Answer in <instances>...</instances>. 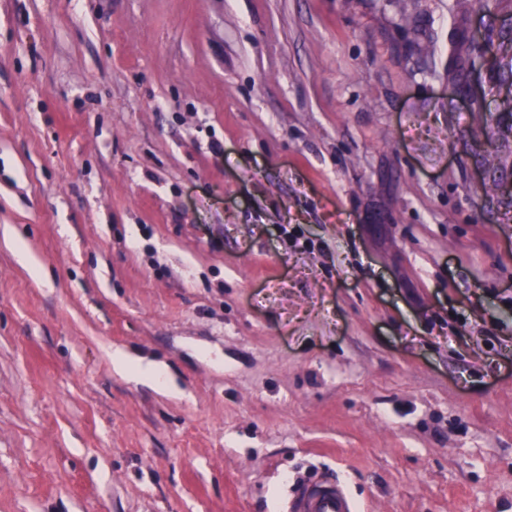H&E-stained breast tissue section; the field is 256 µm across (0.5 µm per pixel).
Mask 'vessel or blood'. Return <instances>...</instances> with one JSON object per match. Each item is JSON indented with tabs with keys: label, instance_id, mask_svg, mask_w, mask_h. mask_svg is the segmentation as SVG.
Here are the masks:
<instances>
[{
	"label": "vessel or blood",
	"instance_id": "vessel-or-blood-1",
	"mask_svg": "<svg viewBox=\"0 0 512 512\" xmlns=\"http://www.w3.org/2000/svg\"><path fill=\"white\" fill-rule=\"evenodd\" d=\"M281 512H359L346 485L333 472L296 489Z\"/></svg>",
	"mask_w": 512,
	"mask_h": 512
}]
</instances>
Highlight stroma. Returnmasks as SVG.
Here are the masks:
<instances>
[{"mask_svg":"<svg viewBox=\"0 0 512 512\" xmlns=\"http://www.w3.org/2000/svg\"><path fill=\"white\" fill-rule=\"evenodd\" d=\"M458 22L512 0H0L39 261L0 240V512H277L328 468L362 512H512V156ZM399 25L407 36H413L410 39V43L416 56H428L434 53L433 42L431 40H428L427 42H423L421 40L420 31L411 18L402 16ZM112 365L119 373H126L132 369H137L139 372L150 379L155 385L166 388L168 386V377L165 372L151 364L142 366L138 364L136 367L132 364L130 359L121 352H112Z\"/></svg>","mask_w":512,"mask_h":512,"instance_id":"stroma-1","label":"stroma"}]
</instances>
